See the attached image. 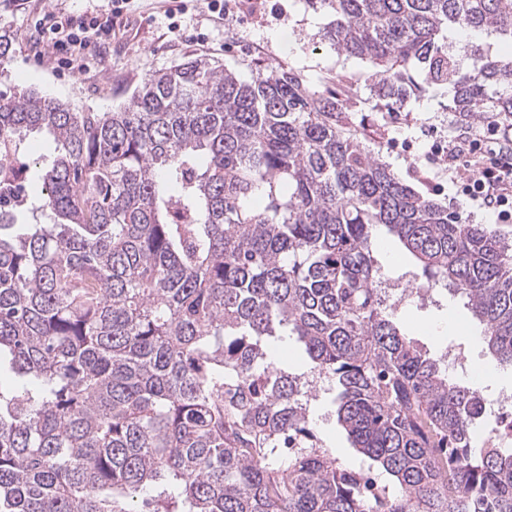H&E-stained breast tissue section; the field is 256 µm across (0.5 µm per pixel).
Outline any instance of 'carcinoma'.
Here are the masks:
<instances>
[{
    "mask_svg": "<svg viewBox=\"0 0 512 512\" xmlns=\"http://www.w3.org/2000/svg\"><path fill=\"white\" fill-rule=\"evenodd\" d=\"M325 37L374 68L373 108L451 84L469 126L512 137V60L448 49V29L512 43V0H306ZM352 77L322 93L270 66L250 82L196 57L150 75L116 112L0 93V187L26 180L29 220L0 217V512H512V451L473 447L480 395L394 322L374 232L414 282L453 287L512 367V239L464 224L396 177L355 120ZM309 362L272 355L285 333ZM385 476L381 497L309 428L303 377ZM374 256L385 277L392 282H398L397 279L407 273L406 277L399 279L401 281L400 288L407 284L415 271L409 255L402 250L396 239L389 235L385 229L380 228L377 231Z\"/></svg>",
    "mask_w": 512,
    "mask_h": 512,
    "instance_id": "cac0c4a2",
    "label": "carcinoma"
}]
</instances>
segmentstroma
Returning <instances> with one entry per match:
<instances>
[{"mask_svg":"<svg viewBox=\"0 0 512 512\" xmlns=\"http://www.w3.org/2000/svg\"><path fill=\"white\" fill-rule=\"evenodd\" d=\"M92 4L93 0H12L10 7H0V35L10 43L8 57L0 64V91L32 90L76 112H112L127 104L149 75L197 56L218 61L243 80L257 75L260 66L282 62L322 92L327 78L336 73L353 76L360 90L368 88L370 63L338 55L324 37L330 15L313 10L305 0H253L248 7L229 0L221 18L192 4L177 11L172 0H131L110 44L86 71L61 66L52 54L38 58L30 52L40 11L79 16ZM453 96L452 87L423 85L380 137L382 157L395 175L442 202L453 197L455 189L446 176L427 169L422 157L430 145L444 146L453 139L459 121ZM374 256L390 280L415 270L409 255L382 228ZM464 303L452 292L435 294L430 301L414 298L399 307L396 319L435 359L459 349L468 359L488 360L480 329ZM310 418L315 433L345 468L367 470L368 460L337 426L329 394L313 403Z\"/></svg>","mask_w":512,"mask_h":512,"instance_id":"1","label":"stroma"}]
</instances>
